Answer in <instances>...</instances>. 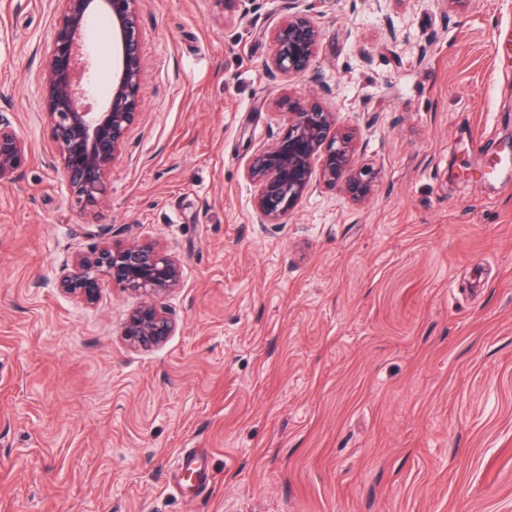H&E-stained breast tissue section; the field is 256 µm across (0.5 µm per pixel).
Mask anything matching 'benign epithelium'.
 <instances>
[{
	"label": "benign epithelium",
	"instance_id": "benign-epithelium-1",
	"mask_svg": "<svg viewBox=\"0 0 512 512\" xmlns=\"http://www.w3.org/2000/svg\"><path fill=\"white\" fill-rule=\"evenodd\" d=\"M57 16L44 55L43 108L55 152L48 165L79 209L95 216L106 207L105 187L138 117L143 62L137 36L143 0H56ZM304 0H288V14L268 30L272 51L265 69L284 79L307 72L323 34ZM106 18L117 40L112 86L101 106L90 107L89 66L83 40L92 19ZM277 105L288 122L284 135L254 153L244 171L254 186L253 209L262 224H281L297 207L313 181L340 190L362 204L373 195L376 170L356 164L358 141L336 126V113L318 101L304 105L283 96ZM28 148L11 122L0 115V185L13 181ZM320 166H315V161ZM179 258L155 243L105 244L75 258L58 288L87 304L96 301L101 285L111 281L147 297L129 316L125 336L134 347L162 345L176 319L158 299L180 287Z\"/></svg>",
	"mask_w": 512,
	"mask_h": 512
}]
</instances>
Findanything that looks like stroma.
Listing matches in <instances>:
<instances>
[{"mask_svg": "<svg viewBox=\"0 0 512 512\" xmlns=\"http://www.w3.org/2000/svg\"><path fill=\"white\" fill-rule=\"evenodd\" d=\"M56 6L0 0V115L29 148L0 186V512H512V180L473 174L512 134V0L317 2L318 55L278 81L288 0H144L140 113L96 219L45 164ZM285 91L359 135L368 202L317 181L257 223L243 172ZM131 239L184 268L150 349L124 337L142 295L57 286ZM199 455L193 450H183L181 456L178 459L180 469L191 471L196 474L198 487L205 488L210 484L212 477L209 472L199 464Z\"/></svg>", "mask_w": 512, "mask_h": 512, "instance_id": "obj_1", "label": "stroma"}]
</instances>
